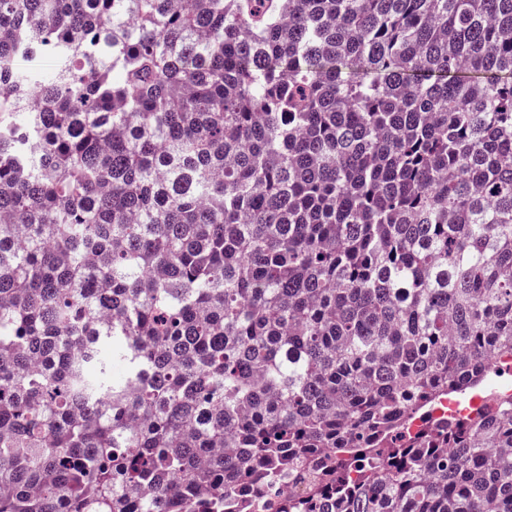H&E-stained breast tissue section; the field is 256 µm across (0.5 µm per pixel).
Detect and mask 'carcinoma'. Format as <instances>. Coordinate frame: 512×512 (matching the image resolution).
I'll use <instances>...</instances> for the list:
<instances>
[{
    "label": "carcinoma",
    "mask_w": 512,
    "mask_h": 512,
    "mask_svg": "<svg viewBox=\"0 0 512 512\" xmlns=\"http://www.w3.org/2000/svg\"><path fill=\"white\" fill-rule=\"evenodd\" d=\"M491 352L512 0H0V512H512ZM441 406L434 410L433 415L437 418H447L452 416L460 420L474 417L476 412L482 406L483 397L480 393L474 394L468 401L467 406L460 408V402L449 397L442 399Z\"/></svg>",
    "instance_id": "obj_1"
}]
</instances>
